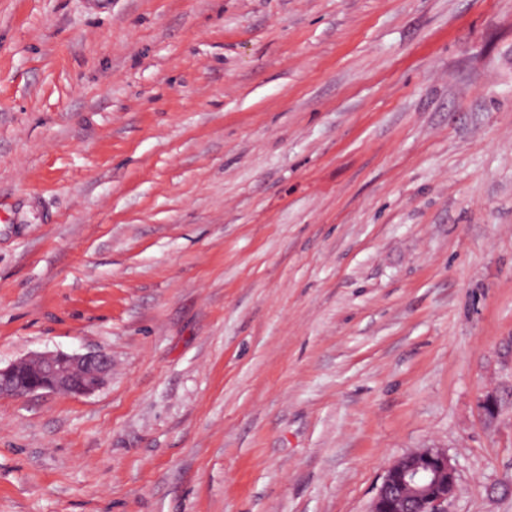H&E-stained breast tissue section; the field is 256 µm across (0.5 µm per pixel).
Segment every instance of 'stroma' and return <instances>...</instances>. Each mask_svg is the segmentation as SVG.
Listing matches in <instances>:
<instances>
[{"instance_id":"1","label":"stroma","mask_w":512,"mask_h":512,"mask_svg":"<svg viewBox=\"0 0 512 512\" xmlns=\"http://www.w3.org/2000/svg\"><path fill=\"white\" fill-rule=\"evenodd\" d=\"M88 351L0 512H512V0H0V366ZM456 468L442 448H424L387 469L371 512H448L457 491Z\"/></svg>"}]
</instances>
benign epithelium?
Instances as JSON below:
<instances>
[{
  "label": "benign epithelium",
  "mask_w": 512,
  "mask_h": 512,
  "mask_svg": "<svg viewBox=\"0 0 512 512\" xmlns=\"http://www.w3.org/2000/svg\"><path fill=\"white\" fill-rule=\"evenodd\" d=\"M112 370L103 352L42 353L0 368V396L39 391L88 395ZM456 468L442 448H424L396 459L387 469L371 512H448L457 491Z\"/></svg>",
  "instance_id": "obj_1"
}]
</instances>
